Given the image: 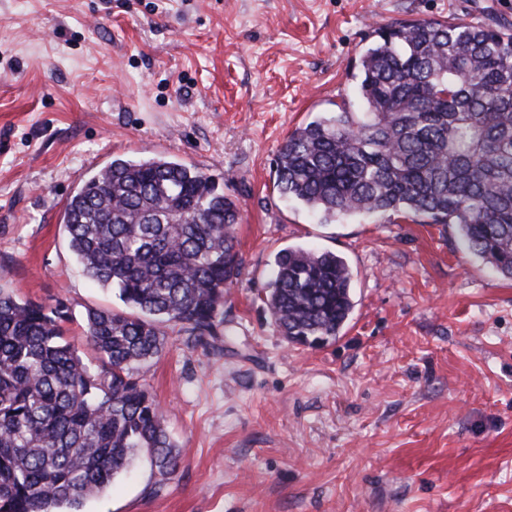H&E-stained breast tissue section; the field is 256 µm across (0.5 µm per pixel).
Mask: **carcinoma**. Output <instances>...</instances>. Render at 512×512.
<instances>
[{
  "label": "carcinoma",
  "mask_w": 512,
  "mask_h": 512,
  "mask_svg": "<svg viewBox=\"0 0 512 512\" xmlns=\"http://www.w3.org/2000/svg\"><path fill=\"white\" fill-rule=\"evenodd\" d=\"M363 109L295 128L276 161L280 196L328 224L387 212L454 224L466 248L512 280V27L401 22L360 60ZM69 247L129 314L90 309L99 363L67 338L69 307L0 287V512H81L140 452L162 479L180 466L137 377L165 348L223 340L224 289L241 274L236 203L201 169L115 158L68 200ZM264 293L288 342L336 340L352 271L331 251L286 248Z\"/></svg>",
  "instance_id": "carcinoma-1"
}]
</instances>
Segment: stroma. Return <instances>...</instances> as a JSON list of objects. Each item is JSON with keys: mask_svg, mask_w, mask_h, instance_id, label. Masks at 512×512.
Instances as JSON below:
<instances>
[{"mask_svg": "<svg viewBox=\"0 0 512 512\" xmlns=\"http://www.w3.org/2000/svg\"><path fill=\"white\" fill-rule=\"evenodd\" d=\"M412 20L512 24V0H0V283L64 300L85 360L87 309L123 307L67 244L90 175L178 160L241 213L223 343L169 326L138 371L176 476L140 454L82 512H512V281L452 225L323 224L274 187L288 134L360 111L362 54ZM290 246L353 269L352 316L326 346L288 343L263 302Z\"/></svg>", "mask_w": 512, "mask_h": 512, "instance_id": "stroma-1", "label": "stroma"}]
</instances>
